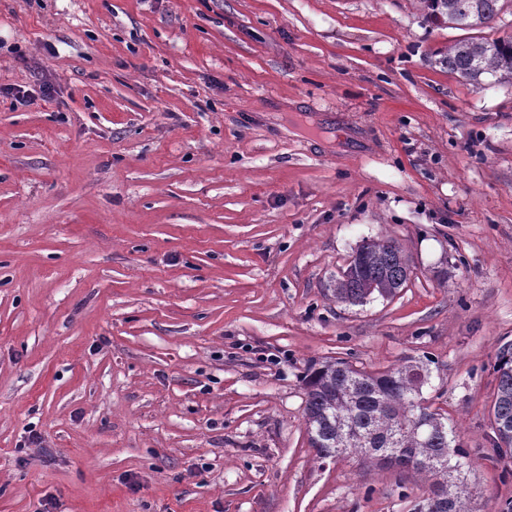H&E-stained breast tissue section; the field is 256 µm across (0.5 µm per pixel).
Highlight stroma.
<instances>
[{"instance_id": "obj_1", "label": "stroma", "mask_w": 512, "mask_h": 512, "mask_svg": "<svg viewBox=\"0 0 512 512\" xmlns=\"http://www.w3.org/2000/svg\"><path fill=\"white\" fill-rule=\"evenodd\" d=\"M419 0H0V512H415L318 460L303 377L430 360L472 512L512 342V82L448 71ZM50 85L43 96L41 85ZM392 239L411 269L334 284ZM43 447L19 448L28 429ZM358 249L360 252L351 261L354 266L336 280L338 300L359 304L375 293L389 297L404 287L411 270L401 262L405 255L395 240H372Z\"/></svg>"}]
</instances>
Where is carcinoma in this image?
I'll use <instances>...</instances> for the list:
<instances>
[{
  "mask_svg": "<svg viewBox=\"0 0 512 512\" xmlns=\"http://www.w3.org/2000/svg\"><path fill=\"white\" fill-rule=\"evenodd\" d=\"M498 0H421L432 21L446 19L460 27L494 20ZM448 70L477 84L483 78L512 80V40L471 37L448 47ZM393 239L372 240L359 247L352 268L336 280V299L351 304L377 294L394 295L404 287L410 267ZM497 395L491 409L493 452L512 457V344H504L494 366ZM431 371L420 361L406 360L370 374L338 358L311 368L304 377V415L309 443L320 459L355 455L384 467L392 457L406 471L433 478L430 493L417 512H469L470 487L461 460L459 427L421 406Z\"/></svg>",
  "mask_w": 512,
  "mask_h": 512,
  "instance_id": "cac0c4a2",
  "label": "carcinoma"
}]
</instances>
